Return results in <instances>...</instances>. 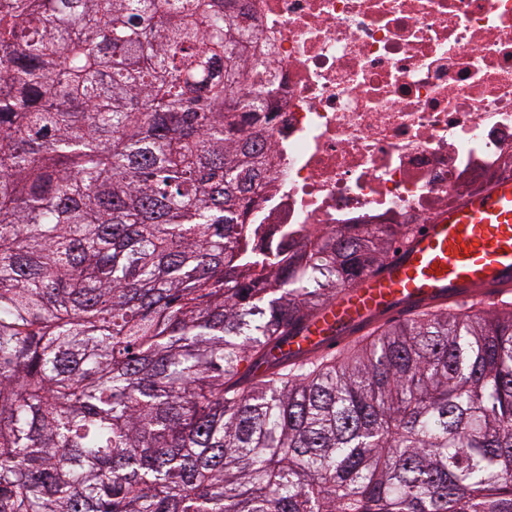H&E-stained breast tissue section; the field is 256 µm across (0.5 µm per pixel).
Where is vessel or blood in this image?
<instances>
[{
    "label": "vessel or blood",
    "mask_w": 512,
    "mask_h": 512,
    "mask_svg": "<svg viewBox=\"0 0 512 512\" xmlns=\"http://www.w3.org/2000/svg\"><path fill=\"white\" fill-rule=\"evenodd\" d=\"M512 295V176L449 205L415 229L384 265L307 320L289 349L326 353L369 323L427 305L500 302Z\"/></svg>",
    "instance_id": "1"
}]
</instances>
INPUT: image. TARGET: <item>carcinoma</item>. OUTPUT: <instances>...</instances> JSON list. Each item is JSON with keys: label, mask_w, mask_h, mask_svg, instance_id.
I'll return each mask as SVG.
<instances>
[{"label": "carcinoma", "mask_w": 512, "mask_h": 512, "mask_svg": "<svg viewBox=\"0 0 512 512\" xmlns=\"http://www.w3.org/2000/svg\"><path fill=\"white\" fill-rule=\"evenodd\" d=\"M170 2L0 0V512H512V303L290 355L411 226L252 246L263 64Z\"/></svg>", "instance_id": "1"}]
</instances>
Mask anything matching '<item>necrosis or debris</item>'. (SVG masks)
<instances>
[{
    "mask_svg": "<svg viewBox=\"0 0 512 512\" xmlns=\"http://www.w3.org/2000/svg\"><path fill=\"white\" fill-rule=\"evenodd\" d=\"M244 2V53L273 74L253 114L258 246L422 224L512 174V0Z\"/></svg>",
    "mask_w": 512,
    "mask_h": 512,
    "instance_id": "1",
    "label": "necrosis or debris"
}]
</instances>
